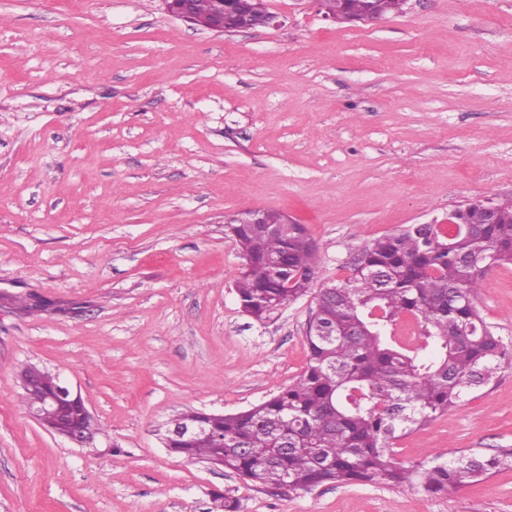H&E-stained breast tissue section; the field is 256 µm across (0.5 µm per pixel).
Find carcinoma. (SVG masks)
Wrapping results in <instances>:
<instances>
[{"instance_id":"1","label":"carcinoma","mask_w":512,"mask_h":512,"mask_svg":"<svg viewBox=\"0 0 512 512\" xmlns=\"http://www.w3.org/2000/svg\"><path fill=\"white\" fill-rule=\"evenodd\" d=\"M239 28L255 22L254 0H230ZM405 0H336V12L378 17ZM496 221L482 224L485 203L448 232L410 224L378 237L354 258L344 281L313 289L316 245L301 224L275 235L286 216L265 212L264 224H228L242 271L236 291L258 320L314 293L306 331L308 360L299 378L270 399L235 414L189 411L206 438L174 443L189 457L224 458V468L262 488L309 490L323 484H381L446 493L512 469V448L447 461L430 452L416 463L394 457L393 441L489 386L512 340L481 316L477 295L490 271L512 266V200L496 202ZM413 315L419 343L404 345L398 322ZM45 372L24 389L32 406L53 392Z\"/></svg>"}]
</instances>
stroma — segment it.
<instances>
[{
  "mask_svg": "<svg viewBox=\"0 0 512 512\" xmlns=\"http://www.w3.org/2000/svg\"><path fill=\"white\" fill-rule=\"evenodd\" d=\"M224 34L162 0H0V512H512V470L447 493H274L164 444L182 412L248 410L307 360L311 296L259 322L225 228L304 225L317 285L364 245L512 199V0H407L373 26L313 0ZM477 305L512 336V268ZM78 391L107 444L32 420L19 369ZM397 459L512 448V366L395 441Z\"/></svg>",
  "mask_w": 512,
  "mask_h": 512,
  "instance_id": "1",
  "label": "stroma"
}]
</instances>
